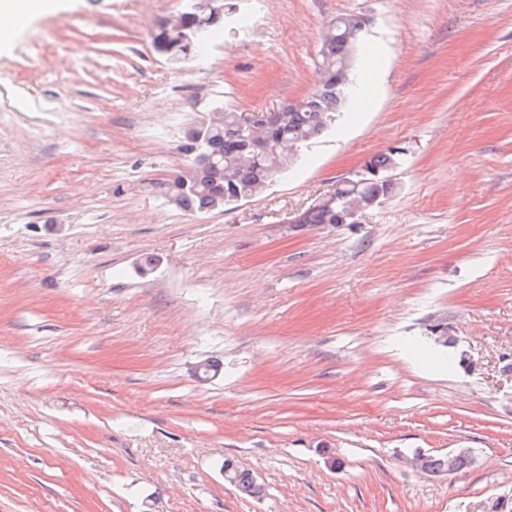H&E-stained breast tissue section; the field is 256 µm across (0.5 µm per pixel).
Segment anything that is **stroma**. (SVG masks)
Returning a JSON list of instances; mask_svg holds the SVG:
<instances>
[{
	"label": "stroma",
	"instance_id": "obj_1",
	"mask_svg": "<svg viewBox=\"0 0 512 512\" xmlns=\"http://www.w3.org/2000/svg\"><path fill=\"white\" fill-rule=\"evenodd\" d=\"M232 2L184 63L153 37L186 0H56L0 49V512H490L512 497V0ZM342 14L366 36L340 123L234 209L169 203L183 131L303 99ZM395 146L391 197L289 233ZM461 448L456 473L412 466Z\"/></svg>",
	"mask_w": 512,
	"mask_h": 512
}]
</instances>
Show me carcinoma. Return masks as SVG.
<instances>
[{
    "label": "carcinoma",
    "instance_id": "obj_1",
    "mask_svg": "<svg viewBox=\"0 0 512 512\" xmlns=\"http://www.w3.org/2000/svg\"><path fill=\"white\" fill-rule=\"evenodd\" d=\"M364 21L355 15H340L328 25L321 49L319 80L314 91L303 100L290 103L278 112H269L257 139L265 143L293 142L298 149L308 146L325 130L333 127L341 116L342 108L353 85V68L362 39ZM238 113L231 109L224 111V125L211 132L206 150L224 163V178L204 179L200 186L184 194L181 209L189 212H208L217 196L229 202L237 197H253L275 176V168L288 169L295 159L277 151L270 155L261 147L251 153L243 152L242 138L237 126ZM401 155L390 148L364 163V171L357 177V186L342 185L336 192H343L348 199L363 197L386 199L392 195L395 186L385 177L401 164ZM342 223L340 210L325 206L305 210L304 227L323 225L336 226ZM425 473H451L448 459L428 456L420 463ZM257 479L248 469H240L232 482L243 494L254 497Z\"/></svg>",
    "mask_w": 512,
    "mask_h": 512
}]
</instances>
